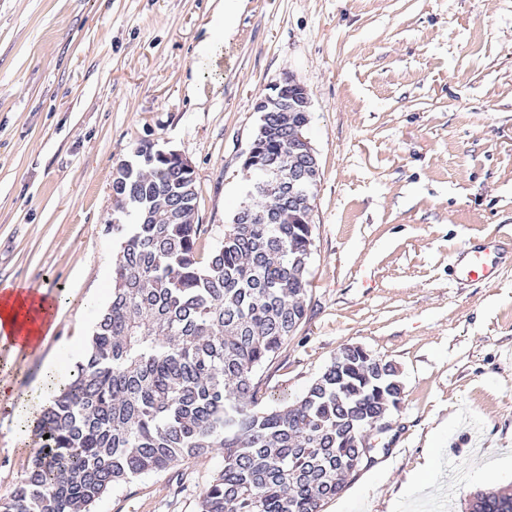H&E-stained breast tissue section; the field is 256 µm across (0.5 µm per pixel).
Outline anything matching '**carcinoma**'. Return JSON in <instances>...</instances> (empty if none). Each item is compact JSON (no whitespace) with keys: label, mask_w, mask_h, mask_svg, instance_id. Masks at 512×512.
I'll return each mask as SVG.
<instances>
[{"label":"carcinoma","mask_w":512,"mask_h":512,"mask_svg":"<svg viewBox=\"0 0 512 512\" xmlns=\"http://www.w3.org/2000/svg\"><path fill=\"white\" fill-rule=\"evenodd\" d=\"M284 130L258 128L263 151L290 163L309 112L280 113ZM116 173L128 226L112 268L108 308L97 319L74 380L41 414L40 453L0 497V512H89L103 494L185 456L224 450V468L199 512H319L362 464L359 441L387 408H398L396 367L344 346L291 405L260 407L258 368L276 359L306 317L312 225L302 223L320 173L302 189V210L277 203L268 223L230 224L220 247L204 251L195 223L197 182L138 147ZM187 206L164 221L173 200ZM49 438H44V435ZM467 512H512V493L478 492Z\"/></svg>","instance_id":"1"}]
</instances>
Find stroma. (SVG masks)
I'll return each mask as SVG.
<instances>
[{
  "mask_svg": "<svg viewBox=\"0 0 512 512\" xmlns=\"http://www.w3.org/2000/svg\"><path fill=\"white\" fill-rule=\"evenodd\" d=\"M219 0H0V284L60 299L37 348L0 343V382H37L47 355L89 343L120 241L110 185L149 142L193 164L218 247L249 188L257 103L284 76L311 92L320 177L306 319L257 373L293 403L346 345L404 385L371 462L321 512H462L512 487V264L454 272L467 241L512 238V0H242L217 60ZM0 402V497L40 442ZM438 472L401 495L428 453ZM222 451L113 488L90 512H198ZM221 2L215 15L213 34L210 39L203 43L201 47L202 52L214 53L216 49L224 43L228 28V15L226 13L229 12V7L227 6L228 8L225 9L224 2L222 0Z\"/></svg>",
  "mask_w": 512,
  "mask_h": 512,
  "instance_id": "obj_1",
  "label": "stroma"
}]
</instances>
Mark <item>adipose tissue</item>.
<instances>
[{
  "label": "adipose tissue",
  "instance_id": "adipose-tissue-1",
  "mask_svg": "<svg viewBox=\"0 0 512 512\" xmlns=\"http://www.w3.org/2000/svg\"><path fill=\"white\" fill-rule=\"evenodd\" d=\"M55 311L54 299L20 284H0V341L18 347L38 345L42 336L51 334L55 326ZM45 367L43 381L25 393L0 385V400L15 404L21 421H28L38 414L49 395L62 382L64 372L57 358L48 359Z\"/></svg>",
  "mask_w": 512,
  "mask_h": 512
}]
</instances>
